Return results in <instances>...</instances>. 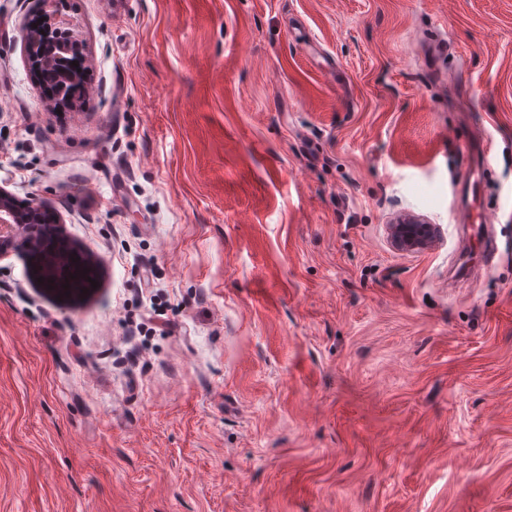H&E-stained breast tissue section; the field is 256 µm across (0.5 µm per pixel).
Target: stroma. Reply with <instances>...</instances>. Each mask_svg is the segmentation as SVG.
<instances>
[{
    "label": "stroma",
    "mask_w": 512,
    "mask_h": 512,
    "mask_svg": "<svg viewBox=\"0 0 512 512\" xmlns=\"http://www.w3.org/2000/svg\"><path fill=\"white\" fill-rule=\"evenodd\" d=\"M41 11L0 0V187L98 286L0 259V512H512V0H58L63 113ZM42 30H44V33H35L29 28H22L20 30L21 42L24 45L30 63L34 58V53L38 52V68L31 67V75L34 79H37V74L39 76L40 71L52 73L57 80L60 92L63 93L66 84L75 80L76 75L62 64L60 56L55 53L56 49L52 37L67 39L76 51L79 50L80 43L73 33L59 31L58 28L52 25H47ZM388 233L394 248L399 251H415L428 247L434 240L433 224H422L408 218L397 224H388Z\"/></svg>",
    "instance_id": "35a3bbf8"
}]
</instances>
